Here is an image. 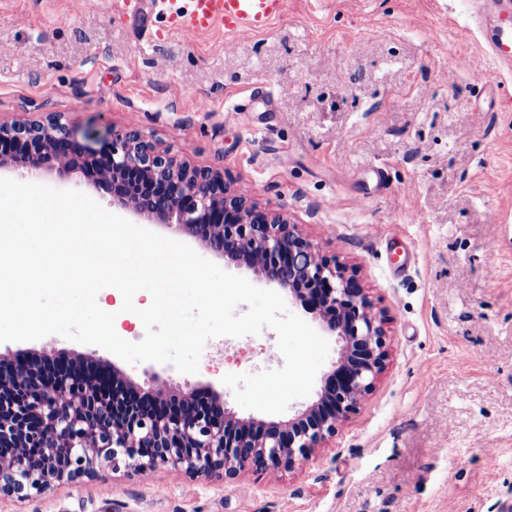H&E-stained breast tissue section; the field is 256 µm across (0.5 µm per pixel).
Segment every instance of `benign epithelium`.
I'll return each mask as SVG.
<instances>
[{"label": "benign epithelium", "instance_id": "obj_1", "mask_svg": "<svg viewBox=\"0 0 512 512\" xmlns=\"http://www.w3.org/2000/svg\"><path fill=\"white\" fill-rule=\"evenodd\" d=\"M90 174L112 204L199 240L245 267L336 337L339 351L316 398L287 421L240 418L213 392L144 396L116 370L51 369L21 354L0 369V494L36 497L109 466L135 473L170 466L234 479L247 470L294 471L357 413L389 361L385 318L354 268L302 237L288 216L235 193L224 175L162 149L139 129L81 142L63 117L0 123V168L33 171L53 160Z\"/></svg>", "mask_w": 512, "mask_h": 512}]
</instances>
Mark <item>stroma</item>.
<instances>
[{
    "label": "stroma",
    "instance_id": "35a3bbf8",
    "mask_svg": "<svg viewBox=\"0 0 512 512\" xmlns=\"http://www.w3.org/2000/svg\"><path fill=\"white\" fill-rule=\"evenodd\" d=\"M512 0H288L268 30L169 33L114 0H0V121L130 126L220 169L356 267L387 323L375 390L302 469L226 481L163 467L0 499V512H504L512 504V63L485 27ZM31 182L112 199L80 171ZM272 329L204 346L197 373L53 334L19 353L180 390L282 367Z\"/></svg>",
    "mask_w": 512,
    "mask_h": 512
}]
</instances>
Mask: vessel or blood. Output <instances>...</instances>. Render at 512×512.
Returning <instances> with one entry per match:
<instances>
[{
    "label": "vessel or blood",
    "mask_w": 512,
    "mask_h": 512,
    "mask_svg": "<svg viewBox=\"0 0 512 512\" xmlns=\"http://www.w3.org/2000/svg\"><path fill=\"white\" fill-rule=\"evenodd\" d=\"M169 27L193 37L221 28L249 36L268 28L286 9L287 0H160Z\"/></svg>",
    "instance_id": "vessel-or-blood-1"
}]
</instances>
